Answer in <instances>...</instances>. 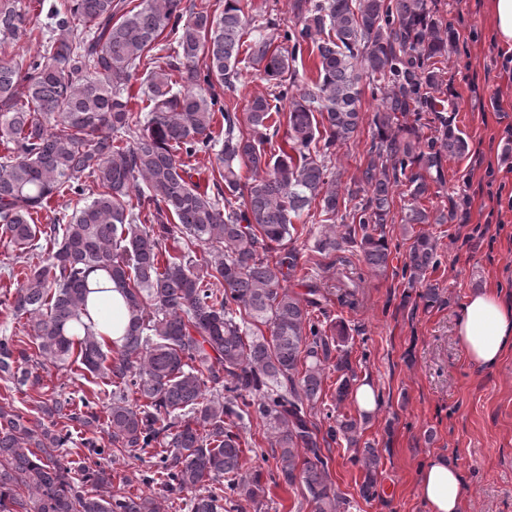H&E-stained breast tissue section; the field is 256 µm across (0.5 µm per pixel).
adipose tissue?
Returning a JSON list of instances; mask_svg holds the SVG:
<instances>
[{
    "mask_svg": "<svg viewBox=\"0 0 512 512\" xmlns=\"http://www.w3.org/2000/svg\"><path fill=\"white\" fill-rule=\"evenodd\" d=\"M456 334L473 363L497 366L512 351V305L489 289L473 293L462 305ZM418 491L429 512H460L465 496L460 470L442 457L425 464Z\"/></svg>",
    "mask_w": 512,
    "mask_h": 512,
    "instance_id": "1",
    "label": "adipose tissue"
}]
</instances>
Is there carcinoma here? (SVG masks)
Returning a JSON list of instances; mask_svg holds the SVG:
<instances>
[{"label":"carcinoma","mask_w":512,"mask_h":512,"mask_svg":"<svg viewBox=\"0 0 512 512\" xmlns=\"http://www.w3.org/2000/svg\"><path fill=\"white\" fill-rule=\"evenodd\" d=\"M434 0H293L297 21L278 29L249 20L241 0L212 15L184 0H63L50 3L40 28L43 54L0 64V237L27 254L9 269L8 307L26 316L25 342L0 336V512H160L157 501L112 490V461L122 448L156 445L146 483L187 512H224L237 499L261 503V473L248 472L241 430L259 420L269 434L271 483L301 484L314 512H341L349 501L332 490L327 440L355 449L360 495H375L378 453L359 448V418L333 415L327 436L311 420L325 370L337 373L336 404L354 392L358 375L342 348L346 331L321 307L311 285L288 289L299 266L293 220L321 199L324 230L314 251L358 247L368 272H387L384 225L393 220L392 188L411 198L401 222L443 224L457 208L434 215L419 204L430 182L443 181L442 160L462 156L468 142L437 96L441 58L456 35L435 17ZM174 53L157 56L165 30ZM28 12L0 0V43L34 33ZM248 60L261 68L274 99L288 102L285 145L280 107L256 97L246 120L219 105L215 87L235 86L244 36ZM317 51V78L299 84L297 64ZM204 65H199L200 59ZM146 66L149 115L132 111V80ZM379 99L369 158L358 180L366 198L340 212L336 148L354 138L364 89ZM224 119V141L213 136ZM414 115V123L403 119ZM439 136L421 143L424 115ZM214 155L217 194L200 190L183 157ZM251 172L241 184L240 169ZM146 190H139V183ZM91 200L51 224L37 215L56 196ZM345 227L336 234V221ZM50 248L43 251L39 241ZM209 250L205 275L192 270L191 246ZM440 264L435 239L414 236L402 267L427 305L440 298L428 271ZM224 289L213 287V281ZM114 290L128 325L105 344L83 321L89 295ZM266 326L265 336L260 326ZM336 335L328 334V329ZM106 380L110 447L97 436L99 394L56 392L37 401L32 421L14 393L43 388L38 369H67ZM79 425L72 437L70 423ZM73 445L75 458L62 449Z\"/></svg>","instance_id":"carcinoma-1"}]
</instances>
